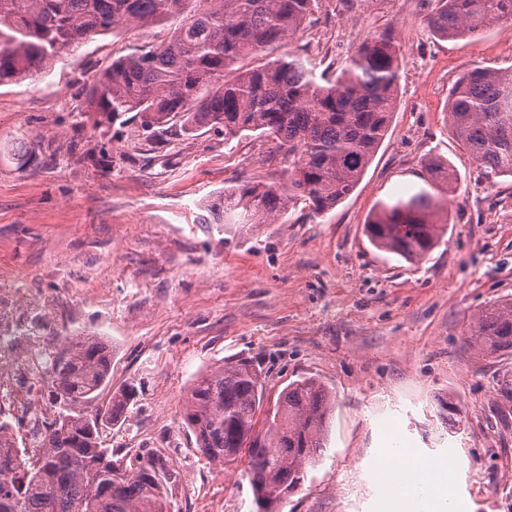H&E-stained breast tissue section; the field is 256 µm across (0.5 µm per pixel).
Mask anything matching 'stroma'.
I'll return each instance as SVG.
<instances>
[{"label": "stroma", "instance_id": "35a3bbf8", "mask_svg": "<svg viewBox=\"0 0 512 512\" xmlns=\"http://www.w3.org/2000/svg\"><path fill=\"white\" fill-rule=\"evenodd\" d=\"M128 27L0 85V293L14 297L30 346L54 359L96 336L112 348L97 403L136 385L123 421L103 434L115 457L152 451L173 473L171 512H256L242 466L201 456L181 424L196 377L241 358L265 375L266 404L293 381L336 401L326 447L280 512H385L379 462L398 446L451 466L456 512H512V355L485 356L471 318L512 298V178L490 177L455 137L445 106L458 77L512 68V21L475 39L430 31L418 0H318L286 53L316 80L373 32L393 27L401 75L386 138L355 191L334 209L291 211L285 224H203V206L255 177L279 180L271 142L202 130L155 132L86 109L113 58L159 45L178 26ZM446 232L421 260L373 247L380 202L427 186ZM48 374L19 362L0 406L31 451L29 413L50 420Z\"/></svg>", "mask_w": 512, "mask_h": 512}]
</instances>
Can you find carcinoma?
I'll return each mask as SVG.
<instances>
[{"instance_id": "cac0c4a2", "label": "carcinoma", "mask_w": 512, "mask_h": 512, "mask_svg": "<svg viewBox=\"0 0 512 512\" xmlns=\"http://www.w3.org/2000/svg\"><path fill=\"white\" fill-rule=\"evenodd\" d=\"M427 24L442 39L475 37L512 20V0H425ZM314 0H0V85L17 82L87 39L125 26L150 27L178 15L169 38L112 60L89 85L86 111L129 112L146 127L184 132L209 128L231 141L245 132L285 151L283 181H250L205 207L204 224H271L296 204L320 215L349 197L387 136L400 77L393 29L369 35L327 84L297 56L279 50L303 29ZM448 122L486 175L512 177V69L476 65L448 94ZM427 181L448 187L441 162ZM378 248L405 260L424 258L443 229L432 195L420 190L380 205L365 224ZM486 356L512 353V300L469 323ZM112 356L96 337L70 341L52 360L47 396L56 408L36 450L21 453L0 422V512H165L169 471L161 457L136 453L118 464L100 442L103 422L122 416L135 387L89 414L109 382ZM333 394L314 379L288 385L267 410L263 444L256 434L264 388L255 365L226 362L200 374L182 420L201 455L221 466L248 450L255 497L288 499L324 449Z\"/></svg>"}]
</instances>
